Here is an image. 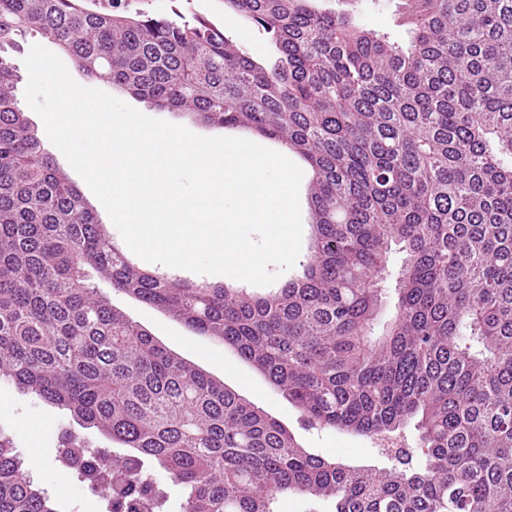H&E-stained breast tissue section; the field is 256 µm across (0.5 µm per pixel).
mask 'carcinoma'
Masks as SVG:
<instances>
[{
	"label": "carcinoma",
	"instance_id": "obj_1",
	"mask_svg": "<svg viewBox=\"0 0 512 512\" xmlns=\"http://www.w3.org/2000/svg\"><path fill=\"white\" fill-rule=\"evenodd\" d=\"M265 63L203 17L0 0V50L35 32L91 79L273 139L312 171L303 274L264 294L171 279L115 245L47 154L0 54V379L128 451L70 433L106 512H512V0H402L411 39L312 0H224ZM235 352L311 425L418 446L389 468L303 448L160 344L94 278ZM422 464L412 466L413 456ZM0 512H55L0 438ZM335 512V504L331 501L312 502L298 495L282 496L277 504V512Z\"/></svg>",
	"mask_w": 512,
	"mask_h": 512
}]
</instances>
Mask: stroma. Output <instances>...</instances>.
Instances as JSON below:
<instances>
[{"instance_id":"stroma-1","label":"stroma","mask_w":512,"mask_h":512,"mask_svg":"<svg viewBox=\"0 0 512 512\" xmlns=\"http://www.w3.org/2000/svg\"><path fill=\"white\" fill-rule=\"evenodd\" d=\"M94 3L103 11L117 6L169 18L177 13L187 17L201 15L221 25L254 58L261 60L269 53V44L262 31L242 25L226 13L224 0H94ZM316 6L352 13L365 28L391 32L399 43L409 39L408 28L401 19V0H316ZM111 299L114 306L122 309L164 346L284 423L309 452L354 465L387 466L389 459L380 439L338 429L305 426L300 411L224 345L200 335L164 311L125 294L112 293ZM1 396L9 399L10 407L0 411V437L9 439L27 464L35 465L33 478L54 502L57 512H102L99 499L63 468L58 448L62 434L67 431L105 448L111 447V439L96 429L79 425L67 411L19 389L10 381H0Z\"/></svg>"}]
</instances>
